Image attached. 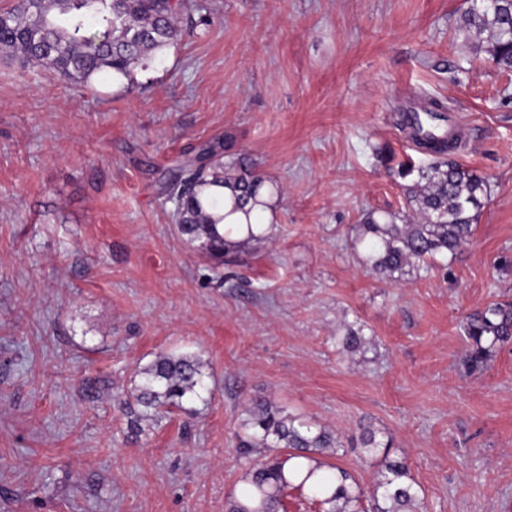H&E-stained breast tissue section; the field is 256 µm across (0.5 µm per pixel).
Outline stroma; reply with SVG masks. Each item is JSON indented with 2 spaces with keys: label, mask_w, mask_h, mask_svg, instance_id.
Returning <instances> with one entry per match:
<instances>
[{
  "label": "stroma",
  "mask_w": 512,
  "mask_h": 512,
  "mask_svg": "<svg viewBox=\"0 0 512 512\" xmlns=\"http://www.w3.org/2000/svg\"><path fill=\"white\" fill-rule=\"evenodd\" d=\"M132 86L0 53V512H225L252 399L392 439L426 512H512V350L468 374L463 316L512 298V73L455 31L472 0H198ZM487 204L450 266L380 278L350 228L405 192L376 156L422 95ZM230 136L279 183L277 222L218 277L172 223L165 175ZM366 349L340 352L348 326ZM196 356L207 402L132 434L137 370Z\"/></svg>",
  "instance_id": "stroma-1"
}]
</instances>
